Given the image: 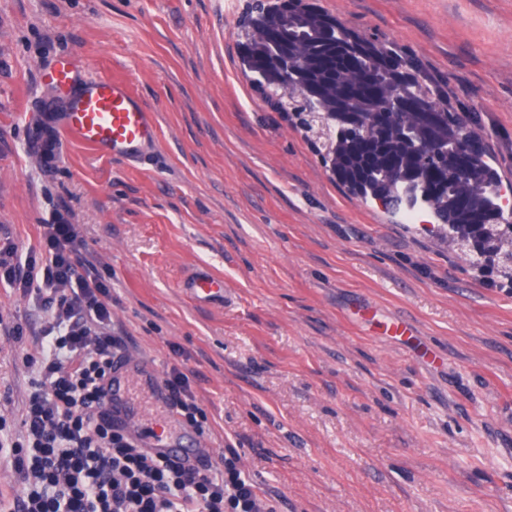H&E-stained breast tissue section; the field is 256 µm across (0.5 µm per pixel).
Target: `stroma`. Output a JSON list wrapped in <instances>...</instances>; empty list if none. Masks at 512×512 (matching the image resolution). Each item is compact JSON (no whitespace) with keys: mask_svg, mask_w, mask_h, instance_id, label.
I'll return each instance as SVG.
<instances>
[{"mask_svg":"<svg viewBox=\"0 0 512 512\" xmlns=\"http://www.w3.org/2000/svg\"><path fill=\"white\" fill-rule=\"evenodd\" d=\"M448 82L512 182V0H300ZM253 0H0V241L65 215L112 277L123 374L192 370L203 435L148 389L143 447L230 448L270 512H512V279L341 185L249 79ZM72 58L156 112L142 163L30 142ZM224 298L181 285L200 267ZM43 314L0 283V417H17Z\"/></svg>","mask_w":512,"mask_h":512,"instance_id":"1","label":"stroma"}]
</instances>
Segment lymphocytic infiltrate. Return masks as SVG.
Returning <instances> with one entry per match:
<instances>
[{"label":"lymphocytic infiltrate","mask_w":512,"mask_h":512,"mask_svg":"<svg viewBox=\"0 0 512 512\" xmlns=\"http://www.w3.org/2000/svg\"><path fill=\"white\" fill-rule=\"evenodd\" d=\"M65 218L39 227L36 248L0 243V282L45 311L18 426L0 419V456L21 487L9 512H265L234 457L153 455L107 417L115 358L111 285ZM169 405L203 431L189 376L171 363Z\"/></svg>","instance_id":"f902f5d3"}]
</instances>
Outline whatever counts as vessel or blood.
Returning <instances> with one entry per match:
<instances>
[{"mask_svg": "<svg viewBox=\"0 0 512 512\" xmlns=\"http://www.w3.org/2000/svg\"><path fill=\"white\" fill-rule=\"evenodd\" d=\"M45 77L63 94L61 112L51 128L56 149L75 141L101 157L139 162L154 153L158 141L155 113L147 111L127 80L86 76L64 59ZM193 299L212 302L224 291L223 280L206 272L196 273L183 285ZM108 410L122 420L136 416L126 388L113 386Z\"/></svg>", "mask_w": 512, "mask_h": 512, "instance_id": "vessel-or-blood-1", "label": "vessel or blood"}]
</instances>
